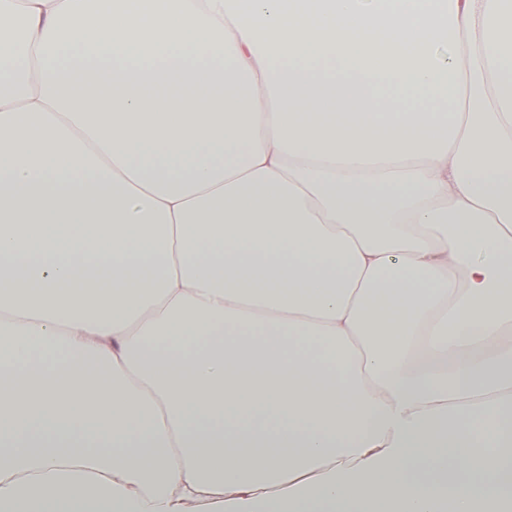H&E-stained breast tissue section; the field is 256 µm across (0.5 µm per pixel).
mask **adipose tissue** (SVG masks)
Listing matches in <instances>:
<instances>
[{
	"label": "adipose tissue",
	"instance_id": "1",
	"mask_svg": "<svg viewBox=\"0 0 512 512\" xmlns=\"http://www.w3.org/2000/svg\"><path fill=\"white\" fill-rule=\"evenodd\" d=\"M0 512H512V0H0Z\"/></svg>",
	"mask_w": 512,
	"mask_h": 512
}]
</instances>
